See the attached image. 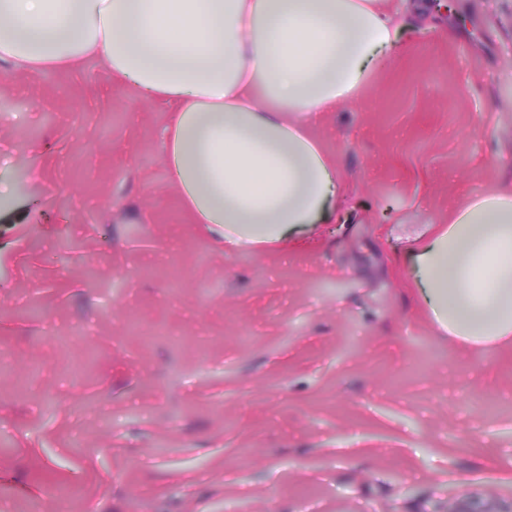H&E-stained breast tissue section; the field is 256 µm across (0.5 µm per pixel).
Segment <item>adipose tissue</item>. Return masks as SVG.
Returning <instances> with one entry per match:
<instances>
[{
  "label": "adipose tissue",
  "instance_id": "ef3b65f1",
  "mask_svg": "<svg viewBox=\"0 0 512 512\" xmlns=\"http://www.w3.org/2000/svg\"><path fill=\"white\" fill-rule=\"evenodd\" d=\"M399 33L385 0H0V59L39 72L96 57L173 104L170 179L228 252L335 219L336 168L300 116L354 98ZM418 263L442 333L512 337V191L461 205Z\"/></svg>",
  "mask_w": 512,
  "mask_h": 512
}]
</instances>
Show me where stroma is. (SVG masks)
Segmentation results:
<instances>
[{
    "mask_svg": "<svg viewBox=\"0 0 512 512\" xmlns=\"http://www.w3.org/2000/svg\"><path fill=\"white\" fill-rule=\"evenodd\" d=\"M392 6L370 92L304 117L348 198L305 248L224 252L169 179L168 105L99 59L0 60V512L512 505V341L443 335L417 273L512 187V0Z\"/></svg>",
    "mask_w": 512,
    "mask_h": 512,
    "instance_id": "1",
    "label": "stroma"
}]
</instances>
